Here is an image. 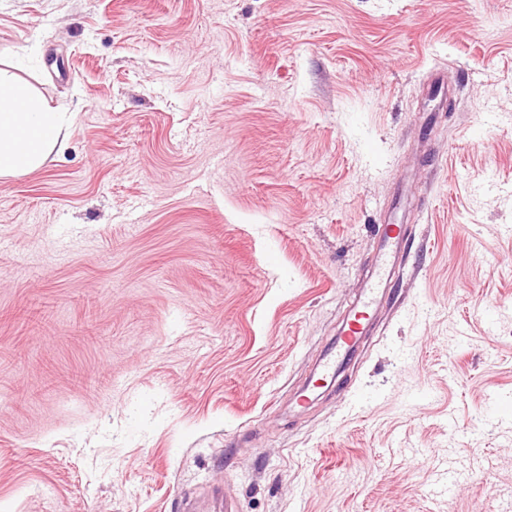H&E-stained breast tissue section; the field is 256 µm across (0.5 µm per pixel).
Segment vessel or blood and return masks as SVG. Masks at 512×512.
I'll return each mask as SVG.
<instances>
[{
	"label": "vessel or blood",
	"instance_id": "vessel-or-blood-1",
	"mask_svg": "<svg viewBox=\"0 0 512 512\" xmlns=\"http://www.w3.org/2000/svg\"><path fill=\"white\" fill-rule=\"evenodd\" d=\"M374 235L380 244L375 275L363 289L333 346L320 360L321 375L328 380L335 379L338 369L351 359L363 336L370 332L379 295L388 286L392 263L404 244L402 227L398 224L375 225Z\"/></svg>",
	"mask_w": 512,
	"mask_h": 512
}]
</instances>
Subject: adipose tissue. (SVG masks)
<instances>
[{"mask_svg":"<svg viewBox=\"0 0 512 512\" xmlns=\"http://www.w3.org/2000/svg\"><path fill=\"white\" fill-rule=\"evenodd\" d=\"M64 115L0 72V177L29 173L58 148Z\"/></svg>","mask_w":512,"mask_h":512,"instance_id":"adipose-tissue-1","label":"adipose tissue"}]
</instances>
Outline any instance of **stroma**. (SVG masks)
Segmentation results:
<instances>
[{"instance_id":"1","label":"stroma","mask_w":512,"mask_h":512,"mask_svg":"<svg viewBox=\"0 0 512 512\" xmlns=\"http://www.w3.org/2000/svg\"><path fill=\"white\" fill-rule=\"evenodd\" d=\"M0 71L68 115L0 178V512H512V0H0ZM373 232L380 244L375 276L363 288L361 297L350 311L334 345L320 360L319 366L322 369L320 374L326 380L335 381L338 369L351 359L363 336H367L371 331L380 292L387 288L393 259L401 253L404 244L401 224L384 221V223L375 224Z\"/></svg>"}]
</instances>
